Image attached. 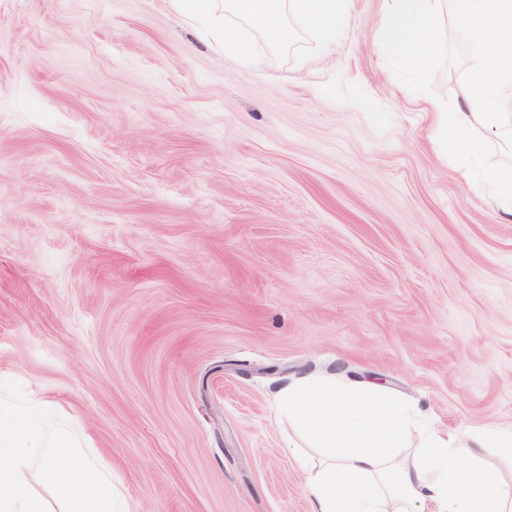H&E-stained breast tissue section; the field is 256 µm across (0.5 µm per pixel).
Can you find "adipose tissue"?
Wrapping results in <instances>:
<instances>
[{
    "label": "adipose tissue",
    "instance_id": "ef3b65f1",
    "mask_svg": "<svg viewBox=\"0 0 512 512\" xmlns=\"http://www.w3.org/2000/svg\"><path fill=\"white\" fill-rule=\"evenodd\" d=\"M172 9L204 29L237 62L254 65L244 27L269 43L287 44L289 19L313 26L320 48L333 54L350 16L351 0H169ZM282 417L304 452L297 463L311 512H512V480L479 451L512 459V428L427 431L411 446L418 415L405 402L369 385L335 377L300 380L280 394ZM16 411L0 407V512H54L20 478L27 470L47 483L65 512H135L109 471L63 463L57 434L21 439ZM24 441L23 453L10 445Z\"/></svg>",
    "mask_w": 512,
    "mask_h": 512
}]
</instances>
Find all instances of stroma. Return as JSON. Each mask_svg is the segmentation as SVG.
<instances>
[{"label":"stroma","mask_w":512,"mask_h":512,"mask_svg":"<svg viewBox=\"0 0 512 512\" xmlns=\"http://www.w3.org/2000/svg\"><path fill=\"white\" fill-rule=\"evenodd\" d=\"M352 0L246 71L169 0H0V395L137 512H310L276 394L335 376L512 426V220Z\"/></svg>","instance_id":"35a3bbf8"}]
</instances>
